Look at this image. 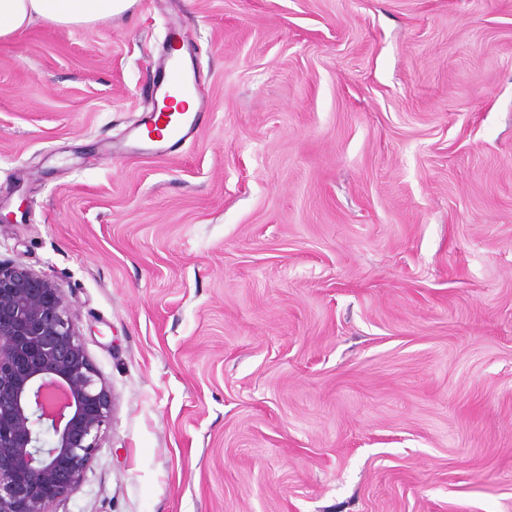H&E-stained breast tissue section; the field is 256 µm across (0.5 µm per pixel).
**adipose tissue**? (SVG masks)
I'll list each match as a JSON object with an SVG mask.
<instances>
[{
	"instance_id": "adipose-tissue-1",
	"label": "adipose tissue",
	"mask_w": 512,
	"mask_h": 512,
	"mask_svg": "<svg viewBox=\"0 0 512 512\" xmlns=\"http://www.w3.org/2000/svg\"><path fill=\"white\" fill-rule=\"evenodd\" d=\"M136 0H0V40L19 36L34 21L92 27L131 9Z\"/></svg>"
}]
</instances>
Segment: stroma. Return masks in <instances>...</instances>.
Here are the masks:
<instances>
[{"label": "stroma", "instance_id": "35a3bbf8", "mask_svg": "<svg viewBox=\"0 0 512 512\" xmlns=\"http://www.w3.org/2000/svg\"><path fill=\"white\" fill-rule=\"evenodd\" d=\"M174 31L209 108L154 154ZM0 212L112 394L51 512H512V0L34 21Z\"/></svg>", "mask_w": 512, "mask_h": 512}]
</instances>
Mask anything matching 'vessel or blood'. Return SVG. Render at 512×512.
I'll return each mask as SVG.
<instances>
[{
	"mask_svg": "<svg viewBox=\"0 0 512 512\" xmlns=\"http://www.w3.org/2000/svg\"><path fill=\"white\" fill-rule=\"evenodd\" d=\"M157 67L161 77L154 86L153 96L161 101L162 106L149 114L147 131L157 137L154 152L163 153L167 151L169 143L184 141L192 134L205 109V101L194 73L187 68L182 55L176 53L175 49L166 50L159 58ZM173 95L193 99L194 110L182 112L180 118H172L166 100Z\"/></svg>",
	"mask_w": 512,
	"mask_h": 512,
	"instance_id": "obj_1",
	"label": "vessel or blood"
}]
</instances>
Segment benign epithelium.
<instances>
[{"label": "benign epithelium", "mask_w": 512, "mask_h": 512, "mask_svg": "<svg viewBox=\"0 0 512 512\" xmlns=\"http://www.w3.org/2000/svg\"><path fill=\"white\" fill-rule=\"evenodd\" d=\"M111 409L62 289L0 260V512H49L84 475Z\"/></svg>", "instance_id": "benign-epithelium-1"}]
</instances>
